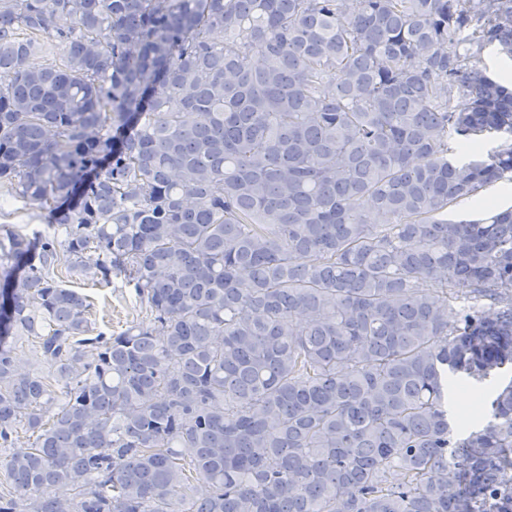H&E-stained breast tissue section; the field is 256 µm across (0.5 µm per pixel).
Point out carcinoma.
Listing matches in <instances>:
<instances>
[{"instance_id": "1", "label": "carcinoma", "mask_w": 512, "mask_h": 512, "mask_svg": "<svg viewBox=\"0 0 512 512\" xmlns=\"http://www.w3.org/2000/svg\"><path fill=\"white\" fill-rule=\"evenodd\" d=\"M470 2L0 0V188L53 229L0 235V512H512V381L445 408L512 365V207L444 218L512 181ZM59 246L146 316L94 332ZM454 380L455 377L452 378L451 387L449 389L450 391L446 395V409L448 410V419L455 429L457 413L473 406V404L475 403L479 396L489 397L493 387V383L487 382L482 386H468L464 384V386L462 387V382H460V380L456 377L457 383L455 387ZM461 390H465L472 396L473 401L470 405L462 406L456 401V394Z\"/></svg>"}]
</instances>
